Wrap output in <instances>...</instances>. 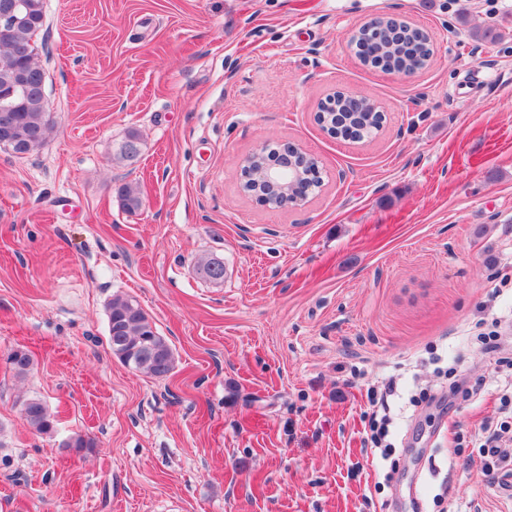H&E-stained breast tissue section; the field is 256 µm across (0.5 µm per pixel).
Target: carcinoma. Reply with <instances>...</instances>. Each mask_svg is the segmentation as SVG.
Wrapping results in <instances>:
<instances>
[{
	"label": "carcinoma",
	"mask_w": 512,
	"mask_h": 512,
	"mask_svg": "<svg viewBox=\"0 0 512 512\" xmlns=\"http://www.w3.org/2000/svg\"><path fill=\"white\" fill-rule=\"evenodd\" d=\"M21 17L7 30L0 28V112L11 117L16 144L9 146L13 154L23 157L39 151L53 127V117L45 97V89L34 82L25 88L15 85L21 71L41 69L35 37L44 26V0H20ZM408 60L397 59L395 66L407 64L419 69L427 65V45L417 33ZM141 153V138L136 130L127 133L117 151L121 161H134ZM123 207L132 212L142 205L136 189L129 185L117 188ZM199 273L212 281L224 278V264L215 258L200 262ZM108 345L112 355L124 366L161 379L174 369L175 354L168 341L152 325L140 304L129 296L117 295L108 305ZM7 363L18 377L26 376L33 368L31 353L21 347L13 349ZM21 415L27 425L39 435L52 436L57 420L46 402L38 396L25 398Z\"/></svg>",
	"instance_id": "1"
}]
</instances>
